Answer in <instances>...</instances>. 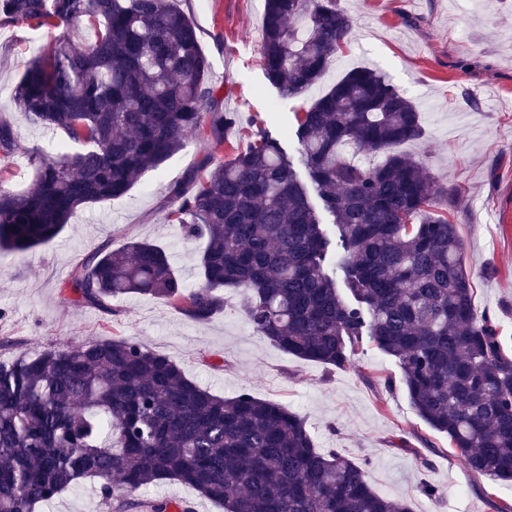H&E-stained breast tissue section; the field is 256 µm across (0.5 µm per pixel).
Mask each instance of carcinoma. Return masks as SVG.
<instances>
[{
  "mask_svg": "<svg viewBox=\"0 0 512 512\" xmlns=\"http://www.w3.org/2000/svg\"><path fill=\"white\" fill-rule=\"evenodd\" d=\"M19 24L58 32L12 99L62 139L54 155L30 153L24 190L0 179V250L49 243L188 138L220 146L238 126L245 149L217 164L205 154L170 188L169 221L206 239L199 282L186 285L153 243L104 244L71 271L75 302L112 313L113 300L139 294L208 323L224 312V289L242 288L253 330L297 358L345 368L366 345L394 358L413 409L462 464L512 483V352L495 316L474 308L456 194L397 150L424 134L413 101L357 67L295 113L335 239L264 121L224 111L177 0H0V25ZM354 24L339 0H265L261 56L278 98L318 84ZM349 148L385 158L360 164ZM18 149L1 122L0 159ZM88 480L101 482L106 512L129 506L118 493L164 480L224 512H411L372 489L367 462L317 447L297 414L247 392L216 395L132 339L1 360L0 512H34Z\"/></svg>",
  "mask_w": 512,
  "mask_h": 512,
  "instance_id": "obj_1",
  "label": "carcinoma"
}]
</instances>
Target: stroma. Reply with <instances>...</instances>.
Returning a JSON list of instances; mask_svg holds the SVG:
<instances>
[{
	"instance_id": "35a3bbf8",
	"label": "stroma",
	"mask_w": 512,
	"mask_h": 512,
	"mask_svg": "<svg viewBox=\"0 0 512 512\" xmlns=\"http://www.w3.org/2000/svg\"><path fill=\"white\" fill-rule=\"evenodd\" d=\"M179 4L198 28L224 109L260 115L273 135L285 138L294 166H301V156L285 136L294 113L350 69H378L417 104L425 136L406 150L437 185L457 188L455 222L475 309L496 316L512 349V0H340L355 19L345 50L321 82L289 101L278 100L264 76V0ZM49 40L43 31L0 27V120L12 125L20 142L6 163L17 190L34 178L30 151H52L59 139L32 125L11 99L27 61ZM246 145L236 130L213 151L189 138L162 170L146 173L120 198L79 211L53 242L23 257L0 250V358L131 338L172 357L188 378L217 395L245 390L280 403L304 419L318 447L367 461L373 490L407 501L412 512H493L491 494L512 490L468 471L447 438L416 415L394 358L367 347L353 365L339 369L292 356L251 328L237 289L226 290L223 313L206 324L148 297L116 300L111 315L75 303L67 286L71 270L105 243L115 249L134 239L160 245L185 282L196 283L205 243L183 240L169 222L170 188L203 154L226 160ZM428 486L439 488L441 498L428 497ZM161 499L190 501L194 512H221L176 481L134 493L125 512H151ZM37 512H102L98 485L65 491Z\"/></svg>"
}]
</instances>
